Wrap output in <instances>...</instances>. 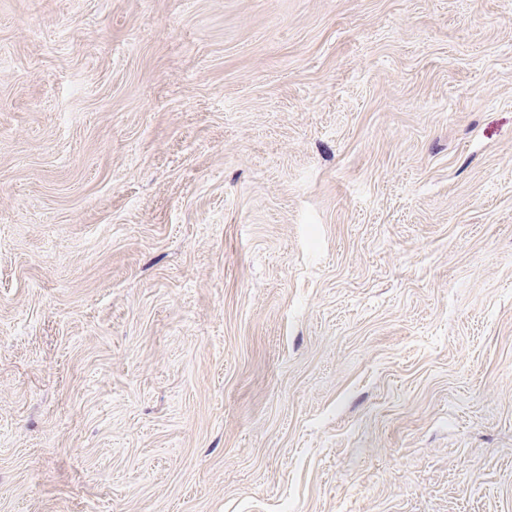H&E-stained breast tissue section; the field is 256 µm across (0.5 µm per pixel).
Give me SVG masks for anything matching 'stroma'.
Here are the masks:
<instances>
[{
    "instance_id": "stroma-1",
    "label": "stroma",
    "mask_w": 512,
    "mask_h": 512,
    "mask_svg": "<svg viewBox=\"0 0 512 512\" xmlns=\"http://www.w3.org/2000/svg\"><path fill=\"white\" fill-rule=\"evenodd\" d=\"M0 512H512V0H0Z\"/></svg>"
}]
</instances>
